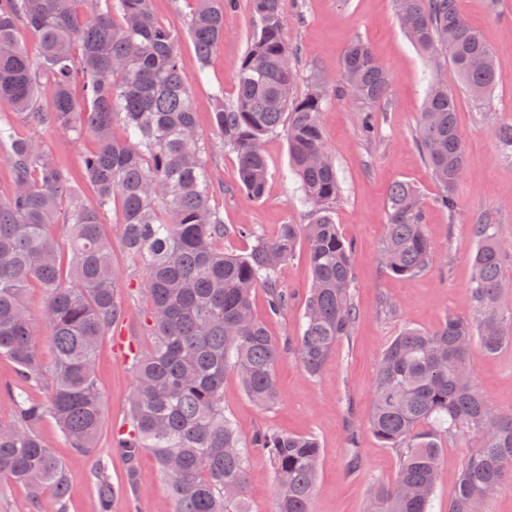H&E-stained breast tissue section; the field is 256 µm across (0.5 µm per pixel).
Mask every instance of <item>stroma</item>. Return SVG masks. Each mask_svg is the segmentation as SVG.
Segmentation results:
<instances>
[{"instance_id": "35a3bbf8", "label": "stroma", "mask_w": 512, "mask_h": 512, "mask_svg": "<svg viewBox=\"0 0 512 512\" xmlns=\"http://www.w3.org/2000/svg\"><path fill=\"white\" fill-rule=\"evenodd\" d=\"M149 8L160 22L183 34L181 64L206 142L203 159L215 185L211 204L229 231L225 248L244 253L256 237H275L281 225L310 223V211L290 168L284 133L267 135L262 141L268 175L262 198L254 200L239 188L236 155L215 132L213 95L220 90L225 100L233 99L236 71L253 34L249 0H240L238 8L225 11L224 40L205 63L185 35L194 0H150ZM461 8L465 20L480 30L494 53L498 83L485 102L478 104L453 67L442 72L457 98V125L467 152V165L453 195L454 207L448 210L436 202L439 188L416 137L432 70L405 36L394 0H285V34L298 52L295 91L302 94L314 82L324 84L320 122L340 180L331 211L341 235L353 244L359 317L351 335L337 344L316 376L306 374L295 354H283L277 366L279 399L274 408L254 404L237 376L226 374L224 412L245 442L261 428L317 438L321 465L312 512H365L373 484L394 480L399 466L397 449L383 447L367 427L377 365L386 346L404 327L431 331L448 316L470 314V256L477 216L490 214L498 224L499 245L508 259L504 278L512 283V149L502 146L494 131L495 121H512V0H498L494 5L489 0H461ZM357 40L369 45L391 76L387 95L368 106L336 93L343 54ZM19 131L39 137L47 152L72 174L79 202L95 206L94 190L83 178L84 159L96 147L90 135L24 124ZM396 181L409 182L420 191L433 251L430 266L409 277L392 275L380 264L387 189ZM241 224L253 225L255 236L239 235ZM103 230L112 240V262L122 273L119 293L127 303L123 325L138 349L148 351L151 303L136 286L142 272L124 246L115 213L106 215ZM252 304L257 318L277 341L300 336L301 306H293L283 316L271 315L262 288L254 291ZM470 365L478 388L499 409L512 410V348L494 356L473 349ZM96 378L105 402V423L92 452L71 448L54 422H46L41 431L65 466L68 512H96L93 472L100 461L108 462L114 485L124 482L125 466L112 447V431L126 417L135 376L130 361L115 352L108 336L100 343ZM442 446L431 512H448L470 441L446 437ZM251 465L250 512H275L271 462L255 453ZM140 468L145 475L136 491L140 512H176L158 476L155 458L143 454Z\"/></svg>"}]
</instances>
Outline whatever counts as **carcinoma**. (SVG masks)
Here are the masks:
<instances>
[{"label": "carcinoma", "mask_w": 512, "mask_h": 512, "mask_svg": "<svg viewBox=\"0 0 512 512\" xmlns=\"http://www.w3.org/2000/svg\"><path fill=\"white\" fill-rule=\"evenodd\" d=\"M236 0H197L187 25L201 62L224 40V10ZM407 38L441 68L450 63L466 90L483 100L497 72L481 32L467 23L460 0H395ZM89 10L80 16L76 4ZM284 0H250L255 29L236 73V94H216L217 134L236 154L238 183L250 198L265 191L267 162L261 140L283 131L300 180L309 224H284L272 240L250 251L224 250V220L211 206L213 183L202 162L204 144L194 100L179 57L181 33L157 21L149 0H0V103L31 124L88 133L97 149L84 161L96 206L73 196L70 172L56 164L35 137L20 136L0 121L15 188L0 200V357L9 358L21 383L13 410L0 420V481L27 485L37 512H67L68 478L40 428L53 420L71 447L89 452L105 418L95 381L102 338L126 314L117 293L112 242L103 218L121 214L126 249L144 271L151 300L149 352L135 358V387L128 420L136 437L118 447L126 495L143 474L138 462L154 455L176 512H249L248 448L269 457L276 476V512H311L321 449L311 435L258 431L250 445L224 414V376L233 371L248 398L270 409L278 402L276 367L285 350L304 370L319 373L349 336L358 312L353 301L352 244L330 211L340 183L319 121L323 87L294 93L295 53L282 27ZM23 23L36 36L35 69L16 37ZM85 81L89 101L77 105L69 86ZM391 78L370 48L354 42L342 60L337 92L361 104L380 101ZM48 96L51 108L40 107ZM124 135H114L116 125ZM417 139L441 189L437 202L453 208L466 149L456 123V99L441 78L425 101ZM67 229L71 264L61 266L53 228ZM489 215L474 225L476 247L469 294L470 317L449 316L433 331L407 327L384 351L376 372L368 428L400 465L394 482L372 489L368 512H429L443 456L442 437L471 436L448 512H487L486 505L512 484V412L494 406L469 370L473 347L494 355L512 343V290L503 276L507 257L496 244ZM305 247L311 282L302 307V334L277 343L251 308L254 288H265L273 315L288 312L291 294L276 271ZM433 254L417 189L396 182L388 191L381 261L396 276L425 270ZM44 290L42 321L53 346L46 365L40 334L24 296ZM50 384L36 399L34 386ZM96 512H112L115 486L107 463L94 472ZM53 496L43 505L42 489Z\"/></svg>", "instance_id": "obj_1"}]
</instances>
